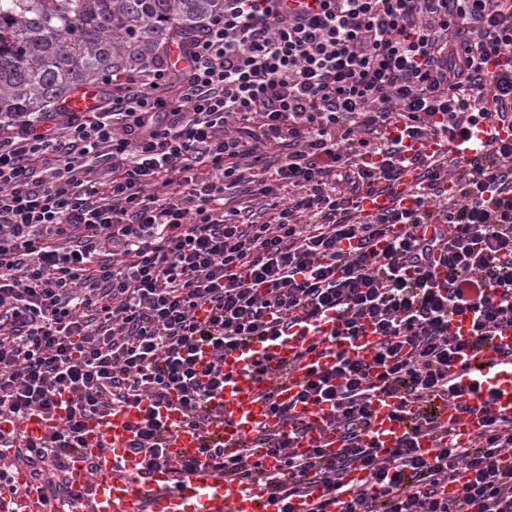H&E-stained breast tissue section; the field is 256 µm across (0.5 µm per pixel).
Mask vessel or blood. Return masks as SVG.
Here are the masks:
<instances>
[{"label":"vessel or blood","instance_id":"vessel-or-blood-1","mask_svg":"<svg viewBox=\"0 0 512 512\" xmlns=\"http://www.w3.org/2000/svg\"><path fill=\"white\" fill-rule=\"evenodd\" d=\"M99 105L95 87L79 86L72 90L66 107L72 112H93ZM335 318L320 320L319 332L314 336H293L263 344H246L227 354L221 364L226 384L216 393L215 404L221 411L218 422L210 431L225 453L232 454L245 447L256 428L267 426L287 431L288 426L271 410V401L294 404L299 416L313 426L297 449L323 447L335 451L339 446L336 433L325 430V419L330 414L323 403L297 401L296 394L314 369H325L335 364L336 349L329 337L335 332ZM290 366L288 381L272 384L262 368ZM489 379L499 389L493 403H486L482 393L471 392L470 387L482 379ZM461 385L470 391V402L475 414L456 415L447 402L432 405L440 420L450 423L460 439L468 437L480 426V407L490 405L493 411L512 412V357H503L491 350H480L468 361L462 372ZM150 406L149 401L126 407L110 414L90 419L87 426L83 457L75 458L68 467L67 480L77 494L68 498L64 512H276L265 486L254 482L246 486L225 482L222 476L211 472L192 475L178 490H170V475L161 468L143 476L139 473L137 458L127 452L134 430ZM163 421L173 424L174 430L166 448L172 459L196 453L201 446L198 430L182 426L179 414L166 405L157 408ZM60 421L41 410L29 411L22 419L0 417V431L20 436L23 442L45 439ZM414 414L397 419L392 415L390 399L374 401L372 405V437L379 448H391L410 430ZM97 464L96 473H89L86 458ZM26 462H16L15 474L0 483V512H28L37 504L38 493H13L20 483V470ZM92 486V497L80 496V489Z\"/></svg>","mask_w":512,"mask_h":512}]
</instances>
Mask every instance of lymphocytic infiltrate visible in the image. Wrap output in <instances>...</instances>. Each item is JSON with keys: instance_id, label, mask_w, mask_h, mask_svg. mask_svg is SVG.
Instances as JSON below:
<instances>
[{"instance_id": "lymphocytic-infiltrate-1", "label": "lymphocytic infiltrate", "mask_w": 512, "mask_h": 512, "mask_svg": "<svg viewBox=\"0 0 512 512\" xmlns=\"http://www.w3.org/2000/svg\"><path fill=\"white\" fill-rule=\"evenodd\" d=\"M317 2L224 0L183 68L113 75L88 115L0 123V417L67 410L27 446L35 478L81 455L88 418L175 392L204 434L196 454L171 460L153 413L130 445L143 471H170V489L207 469L263 482L277 512L296 498L307 512H512V414L485 411L461 441L430 409L471 413L464 362L512 356L499 342L512 329V139L498 136L512 129V0ZM458 138L475 142L463 163L405 146ZM411 166V206L364 216L361 198ZM241 186L272 222L233 198ZM430 224L443 232L427 237ZM331 311L336 363L298 397L329 405L342 448L295 452L310 425L276 404L292 439H253L276 468L253 448L225 455L206 435L225 351ZM459 317L467 334L450 330ZM368 330L369 361L351 352ZM383 397L395 417L417 413L389 449L370 437ZM355 463L370 484L349 495Z\"/></svg>"}]
</instances>
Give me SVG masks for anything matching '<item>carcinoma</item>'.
Listing matches in <instances>:
<instances>
[{
	"label": "carcinoma",
	"instance_id": "1",
	"mask_svg": "<svg viewBox=\"0 0 512 512\" xmlns=\"http://www.w3.org/2000/svg\"><path fill=\"white\" fill-rule=\"evenodd\" d=\"M224 0H0V121L57 112L79 85L156 63Z\"/></svg>",
	"mask_w": 512,
	"mask_h": 512
}]
</instances>
